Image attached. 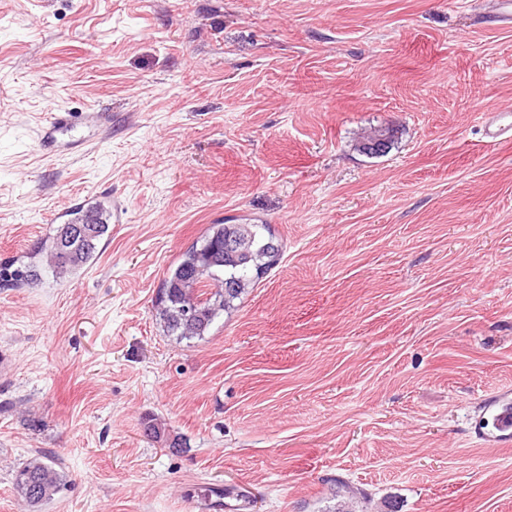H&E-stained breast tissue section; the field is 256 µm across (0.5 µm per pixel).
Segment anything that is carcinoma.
<instances>
[{"label":"carcinoma","instance_id":"1","mask_svg":"<svg viewBox=\"0 0 512 512\" xmlns=\"http://www.w3.org/2000/svg\"><path fill=\"white\" fill-rule=\"evenodd\" d=\"M378 138L386 139L388 146L393 144L394 128L370 129L357 140L355 148L374 156L376 152L368 143ZM108 221L109 215L101 204L96 206L92 221L85 212H75L71 221L59 225L40 243L41 266L0 273V280L36 286L42 282L44 272L56 282L81 273L94 260L98 243L108 234ZM281 255L282 245L266 224L245 221L208 225L201 240L167 268L155 306V320L179 342L204 339L221 315L238 309L255 279L278 264ZM188 305L192 312L187 316ZM57 466L52 456L42 454L14 472L13 490L30 512H39L64 489L65 476Z\"/></svg>","mask_w":512,"mask_h":512}]
</instances>
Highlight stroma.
<instances>
[{
	"instance_id": "obj_1",
	"label": "stroma",
	"mask_w": 512,
	"mask_h": 512,
	"mask_svg": "<svg viewBox=\"0 0 512 512\" xmlns=\"http://www.w3.org/2000/svg\"><path fill=\"white\" fill-rule=\"evenodd\" d=\"M509 108L494 0H0V268L114 209L80 276L0 286V512L42 452L41 512H325L338 479L353 512H512V440L472 431L512 398V142L479 118ZM56 109L108 132L45 151ZM240 215L280 263L176 342L167 267ZM368 131H370V132L368 134H366ZM368 131H365L363 133V135L357 140V142L355 144V148L359 152H361L363 154L374 156V155L381 154L383 152L385 153L386 149H389L390 146L394 142V134H395L394 132H395V130L392 127H389V126H384V127L383 126H379V127L370 128ZM382 137L384 139L377 140V141H375L372 144L374 150H377L379 152L372 151L371 148L367 144L369 142L374 141L375 139L382 138ZM379 142H383V143L386 142V149L385 150H384V148H385L384 144L383 143H379ZM57 466L52 455L42 454L14 472L13 490L30 512H38L64 489L65 476Z\"/></svg>"
}]
</instances>
